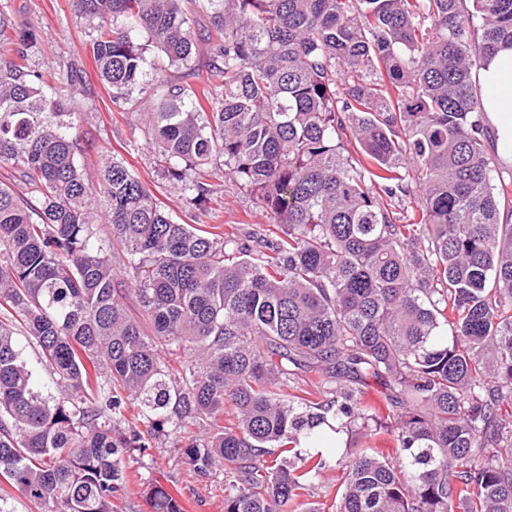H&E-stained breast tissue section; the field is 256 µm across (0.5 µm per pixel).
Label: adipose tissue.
Returning a JSON list of instances; mask_svg holds the SVG:
<instances>
[{
    "mask_svg": "<svg viewBox=\"0 0 512 512\" xmlns=\"http://www.w3.org/2000/svg\"><path fill=\"white\" fill-rule=\"evenodd\" d=\"M483 118L495 131L496 153L512 164V46H501L477 73Z\"/></svg>",
    "mask_w": 512,
    "mask_h": 512,
    "instance_id": "1",
    "label": "adipose tissue"
}]
</instances>
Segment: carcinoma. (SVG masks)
Instances as JSON below:
<instances>
[{
	"instance_id": "cac0c4a2",
	"label": "carcinoma",
	"mask_w": 512,
	"mask_h": 512,
	"mask_svg": "<svg viewBox=\"0 0 512 512\" xmlns=\"http://www.w3.org/2000/svg\"><path fill=\"white\" fill-rule=\"evenodd\" d=\"M185 2L73 7L112 102L141 95L194 224L122 159L88 177L79 72L30 69L35 32L0 8V163L27 189L0 182V476L48 512H118L122 454L147 448L114 432L133 401L155 432H204L178 450L198 476L224 468V512H286L330 467L301 444L333 422L361 440L339 459L336 512H512V188L493 183L474 76L512 45V0H194L215 32L203 65ZM151 47L206 81L150 88ZM218 164L271 227L242 240L198 223ZM411 195L417 222L382 203ZM298 368L327 399L281 393ZM371 378L382 408L363 400ZM381 433L393 450L367 447ZM147 499L183 512L160 484ZM17 341L19 347L22 349L24 358L33 366L35 369V376L37 384L44 390L55 394L53 389L52 378L49 373L42 367L38 362L37 349L28 343L23 335H17Z\"/></svg>"
}]
</instances>
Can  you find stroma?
Returning <instances> with one entry per match:
<instances>
[{"instance_id":"obj_1","label":"stroma","mask_w":512,"mask_h":512,"mask_svg":"<svg viewBox=\"0 0 512 512\" xmlns=\"http://www.w3.org/2000/svg\"><path fill=\"white\" fill-rule=\"evenodd\" d=\"M17 23L34 27L38 47L29 57L33 69L66 71L82 69V82L72 92L76 124L83 137L80 164L87 173H96L112 155L124 157L145 185L164 203L173 221L191 222L186 192L175 188L164 175L156 156L143 137L134 103H113L99 80L89 52L90 26L77 19L72 0H0ZM213 195L204 222L218 233L245 237L252 229L268 224L267 214L256 201L242 192L224 173L223 167L210 170ZM145 454L125 459L131 494L127 512H149L145 500L148 487L158 483L179 499L184 512H224V472L213 471L199 478L176 451L178 439L172 434H152Z\"/></svg>"}]
</instances>
